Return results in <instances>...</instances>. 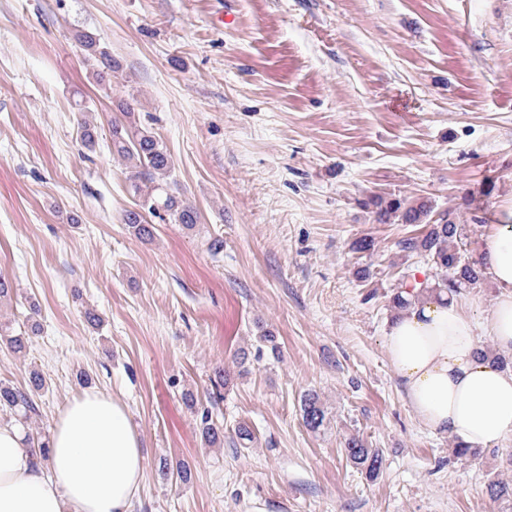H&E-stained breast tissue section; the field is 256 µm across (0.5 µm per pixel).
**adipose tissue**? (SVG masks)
<instances>
[{
	"mask_svg": "<svg viewBox=\"0 0 512 512\" xmlns=\"http://www.w3.org/2000/svg\"><path fill=\"white\" fill-rule=\"evenodd\" d=\"M497 290L486 323L456 298L421 296L385 333L407 402L428 429L478 449L512 437V369L479 354V334L512 354V210L497 215L480 257ZM145 475L126 405L98 390L70 400L50 435L48 466L17 425L0 423V512H131Z\"/></svg>",
	"mask_w": 512,
	"mask_h": 512,
	"instance_id": "ef3b65f1",
	"label": "adipose tissue"
}]
</instances>
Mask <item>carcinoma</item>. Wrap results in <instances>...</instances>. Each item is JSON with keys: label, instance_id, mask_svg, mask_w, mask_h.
<instances>
[{"label": "carcinoma", "instance_id": "obj_1", "mask_svg": "<svg viewBox=\"0 0 512 512\" xmlns=\"http://www.w3.org/2000/svg\"><path fill=\"white\" fill-rule=\"evenodd\" d=\"M79 42L85 61L93 67L97 80H108L120 69L119 61L112 58L95 34L84 32L79 35ZM116 107L122 118L112 121V146L131 170V186L139 196L138 207L126 211L123 216L129 231L139 239H151L154 226L147 220L149 215L162 221L168 216L189 230L195 228L199 222L196 208L170 192L168 177L172 164L166 148L136 118L135 108L131 103L120 100ZM80 138L85 148L93 149L98 138L97 125L89 121L82 122ZM370 204L376 207L377 220L383 224L395 218L403 224L428 226L425 234L406 236L397 242V247L409 259L421 256L431 262L434 274L421 281L415 279L411 284L399 288L391 297L393 311L397 312L408 306L405 293L414 288L422 293L446 290L458 294L462 289L473 287L484 280L485 269L479 263L470 262L464 257L461 225L444 218L438 223L431 221L433 207L429 201L375 197ZM1 332L8 334L7 341L12 351L22 353L29 347L31 336L39 332V324L33 323L26 330L17 333L0 326ZM45 386L44 374L33 366L29 369L26 386L16 387L0 383V407L15 412L26 424L40 414L35 397ZM302 412L304 423L309 429L316 431L323 426L325 412L317 397H305L302 401ZM201 434L210 445L224 443V426L215 421L212 412L206 409L201 413ZM345 454L357 469L371 479L377 477L383 467V450L369 447L357 435L345 439ZM488 491L496 499L509 501L512 499V481L502 478L493 480L488 485Z\"/></svg>", "mask_w": 512, "mask_h": 512}]
</instances>
